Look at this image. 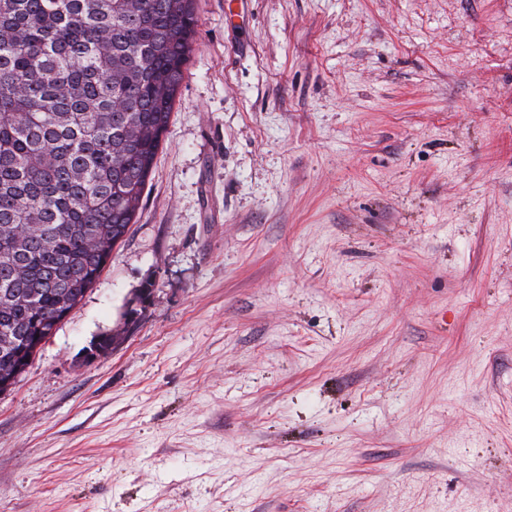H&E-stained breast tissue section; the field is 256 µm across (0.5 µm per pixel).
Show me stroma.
<instances>
[{"instance_id": "obj_1", "label": "stroma", "mask_w": 512, "mask_h": 512, "mask_svg": "<svg viewBox=\"0 0 512 512\" xmlns=\"http://www.w3.org/2000/svg\"><path fill=\"white\" fill-rule=\"evenodd\" d=\"M194 7L136 222L0 396V512H512V0ZM153 298V288H140L135 300L127 307L123 327L112 336H99L92 343L88 357L97 358L109 353L118 344H120L126 336H122L126 329L128 330L138 319L137 306L150 302Z\"/></svg>"}]
</instances>
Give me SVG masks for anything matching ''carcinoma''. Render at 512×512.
<instances>
[{"mask_svg": "<svg viewBox=\"0 0 512 512\" xmlns=\"http://www.w3.org/2000/svg\"><path fill=\"white\" fill-rule=\"evenodd\" d=\"M193 4L0 0L1 336L52 329L127 236L191 51Z\"/></svg>", "mask_w": 512, "mask_h": 512, "instance_id": "obj_1", "label": "carcinoma"}]
</instances>
